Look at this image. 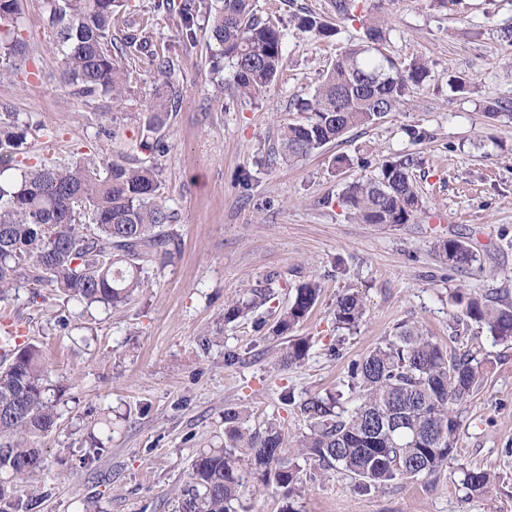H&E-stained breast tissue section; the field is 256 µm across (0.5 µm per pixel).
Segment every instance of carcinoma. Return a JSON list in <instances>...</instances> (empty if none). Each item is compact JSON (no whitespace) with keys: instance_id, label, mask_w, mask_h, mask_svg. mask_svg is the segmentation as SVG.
Returning a JSON list of instances; mask_svg holds the SVG:
<instances>
[{"instance_id":"1","label":"carcinoma","mask_w":512,"mask_h":512,"mask_svg":"<svg viewBox=\"0 0 512 512\" xmlns=\"http://www.w3.org/2000/svg\"><path fill=\"white\" fill-rule=\"evenodd\" d=\"M127 0H45V25L60 57V80L81 97L110 96L123 101L133 69L160 81L148 105L145 127L163 126L175 90L171 65L152 49L150 32L123 15ZM157 0L154 12H175L192 36L194 19L210 22L218 45L211 71L216 90L234 101L263 97L281 68L285 35L259 19L253 0ZM363 0H335L338 14L357 20L363 38L345 49L309 98H297L301 118L281 125L276 157L291 161L336 141L349 130L375 125L405 106L411 89L430 76L428 62L415 59L400 68L384 52L388 21L386 0H374L357 14ZM22 0H0V80L31 75L26 64ZM124 17L122 37L112 34ZM298 26L316 39L336 28L311 14ZM230 66L222 77L224 65ZM0 129V159L13 162L15 174L0 168V302L17 299L16 291L33 282L50 289L64 303L83 309L112 311L128 306L149 286L152 273L168 263L178 244L175 211L158 194L159 171L153 165L101 160L81 153L74 162L17 159L25 129L14 112ZM412 159L397 155L378 163L374 173L350 183L342 203L366 224H412L424 209L415 186ZM446 263L466 268L476 254L455 239L440 243ZM322 284L313 279L296 288L293 300L273 328L283 335L304 321L316 305ZM270 298V289L251 288L231 301L224 319L245 318ZM459 307L453 319L483 325L496 342L512 341V303H490L474 294L453 296ZM365 314L363 298L346 292L336 301L338 327L354 330ZM5 337L0 355V512H35L40 499L21 493L22 484L41 466L39 450L28 438L52 430L58 413L51 399L49 366L40 347ZM306 340L289 344L278 356L283 367L307 356ZM484 365L474 355L450 357L414 323L365 357L351 362L347 380L335 392L317 394L300 404L308 433L292 444L277 418L261 431L241 426L244 410L224 408V437L199 449L182 491L178 512H243L252 489L273 487L285 506L306 485L304 463L350 477L359 492L379 490L396 480L428 479L455 459L458 427L454 405L478 392ZM492 474L463 471V485L472 495L485 494Z\"/></svg>"}]
</instances>
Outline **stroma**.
<instances>
[{
  "label": "stroma",
  "instance_id": "obj_1",
  "mask_svg": "<svg viewBox=\"0 0 512 512\" xmlns=\"http://www.w3.org/2000/svg\"><path fill=\"white\" fill-rule=\"evenodd\" d=\"M307 9L337 24L336 36L313 40L297 29ZM44 0H27V81H0V113L28 129V155L75 160L92 147L109 159L140 158L141 117L154 89L149 75L130 82L120 105L82 98L61 85L53 36L42 22ZM255 11L285 34L279 76L252 103L221 104L214 96L206 21L183 39L179 20L152 26L153 47L175 63V104L157 136L160 194L178 214L179 247L150 288L117 312L48 299L0 303V326H17L42 347L58 394L59 418L34 437L42 466L26 488L40 512H177L181 489L200 445L224 430V409L246 412L261 428L275 415L294 438L306 433L297 404L339 388L361 359L404 322L416 324L449 354L469 352L487 369L484 387L456 405V458L431 481L404 480L365 494L334 471L307 481L301 512H512V343L493 341L470 324L455 333L451 294L458 289L512 302V120L484 107L512 101V0H387V52L409 64L425 58L427 83L405 108L379 124L356 128L291 163L268 164L280 125L297 120L293 101L308 97L337 55L358 42V23L340 20L331 0H256ZM472 77L455 96L448 78ZM419 125L429 140L410 142ZM349 156L337 170L332 159ZM410 155L426 209L414 223L364 224L343 206L345 186L369 177L387 157ZM368 167H361V160ZM456 239L478 261L448 267L438 251ZM319 278L323 290L308 318L288 336L271 329L296 288ZM248 288L274 295L252 315L225 321L224 308ZM362 294L366 314L356 330L338 328L336 300ZM309 343L305 361L279 367L290 339ZM239 355L224 362L225 351ZM294 405H282V392ZM101 451L86 453L93 445ZM491 472L494 482L469 496L463 469Z\"/></svg>",
  "mask_w": 512,
  "mask_h": 512
}]
</instances>
